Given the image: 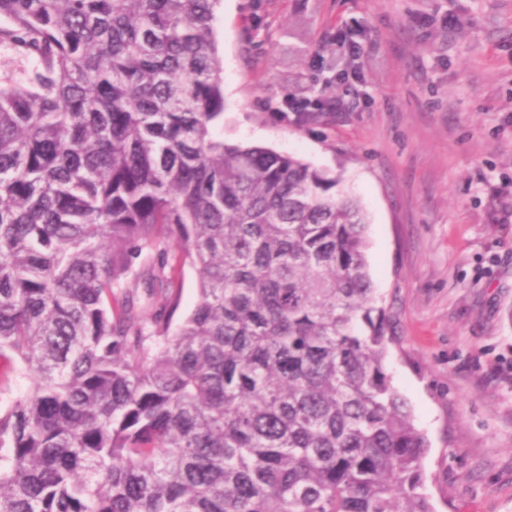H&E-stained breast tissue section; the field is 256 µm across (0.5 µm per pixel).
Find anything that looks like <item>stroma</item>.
I'll use <instances>...</instances> for the list:
<instances>
[{
    "label": "stroma",
    "instance_id": "35a3bbf8",
    "mask_svg": "<svg viewBox=\"0 0 512 512\" xmlns=\"http://www.w3.org/2000/svg\"><path fill=\"white\" fill-rule=\"evenodd\" d=\"M224 140L349 186L435 512H512V0H219ZM360 43L352 56L345 40ZM319 101L282 120L283 97Z\"/></svg>",
    "mask_w": 512,
    "mask_h": 512
}]
</instances>
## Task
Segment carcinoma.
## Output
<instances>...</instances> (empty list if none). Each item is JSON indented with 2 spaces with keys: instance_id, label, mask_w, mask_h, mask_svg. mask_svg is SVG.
Returning <instances> with one entry per match:
<instances>
[{
  "instance_id": "1",
  "label": "carcinoma",
  "mask_w": 512,
  "mask_h": 512,
  "mask_svg": "<svg viewBox=\"0 0 512 512\" xmlns=\"http://www.w3.org/2000/svg\"><path fill=\"white\" fill-rule=\"evenodd\" d=\"M218 2L0 0V512H435L368 215L215 134ZM182 279L183 290L180 312L182 314H186L195 307L199 300L197 291V276L191 268L185 267L182 272Z\"/></svg>"
}]
</instances>
